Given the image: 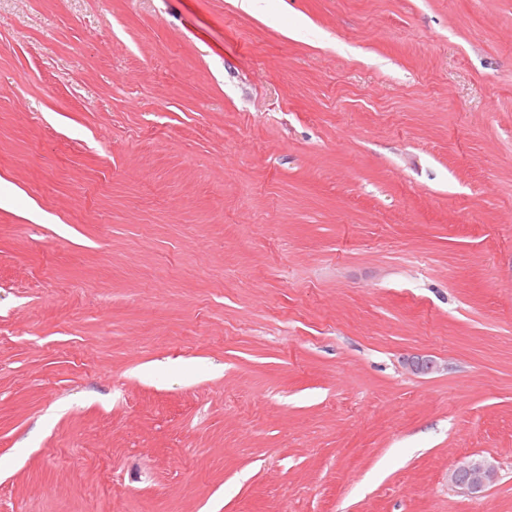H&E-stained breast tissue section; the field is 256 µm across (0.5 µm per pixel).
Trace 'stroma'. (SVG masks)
I'll list each match as a JSON object with an SVG mask.
<instances>
[{
    "mask_svg": "<svg viewBox=\"0 0 512 512\" xmlns=\"http://www.w3.org/2000/svg\"><path fill=\"white\" fill-rule=\"evenodd\" d=\"M0 512H512V0H0ZM497 478L496 465L482 456H467L448 472V483L470 494L483 492Z\"/></svg>",
    "mask_w": 512,
    "mask_h": 512,
    "instance_id": "stroma-1",
    "label": "stroma"
}]
</instances>
